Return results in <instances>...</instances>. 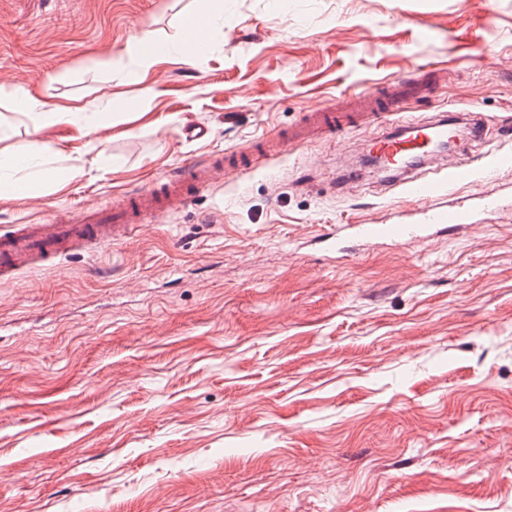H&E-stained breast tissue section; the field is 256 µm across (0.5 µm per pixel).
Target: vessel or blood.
Returning <instances> with one entry per match:
<instances>
[{
  "mask_svg": "<svg viewBox=\"0 0 512 512\" xmlns=\"http://www.w3.org/2000/svg\"><path fill=\"white\" fill-rule=\"evenodd\" d=\"M336 131L334 115L318 109L307 113L303 125L285 136L284 141L302 143ZM451 131V121L444 118L410 121L402 125L399 133L391 132L374 139L370 144L371 151L388 160L392 182L402 195L418 201L419 206L392 223L374 221L337 225L328 233V243L339 247L350 237L401 243L471 226L473 209L445 200L448 184L462 180L468 172L467 166L444 167L430 178H405L400 174L401 159L431 153L433 143L446 139ZM247 156V151L235 152L234 162L225 165L208 160L191 162L159 186L131 193L128 203L112 208L88 206L78 210L64 224L8 225L0 230V279H16L23 267L33 261L47 264L75 249L95 247L126 237L149 215L181 210L191 200L186 183H194L200 189L211 186L222 175L235 172L237 161Z\"/></svg>",
  "mask_w": 512,
  "mask_h": 512,
  "instance_id": "1",
  "label": "vessel or blood"
}]
</instances>
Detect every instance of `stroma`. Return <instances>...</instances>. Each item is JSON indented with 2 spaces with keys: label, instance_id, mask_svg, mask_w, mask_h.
Listing matches in <instances>:
<instances>
[{
  "label": "stroma",
  "instance_id": "35a3bbf8",
  "mask_svg": "<svg viewBox=\"0 0 512 512\" xmlns=\"http://www.w3.org/2000/svg\"><path fill=\"white\" fill-rule=\"evenodd\" d=\"M195 9L0 0V156L41 139L43 169L98 160L0 192V226L253 150L183 210L0 283V512H512V198L427 240H321L409 208L350 165L401 120L483 124L440 157L472 168L451 202L512 186V0H224L202 54ZM146 33L180 54L140 65L127 47ZM410 71L393 115L268 149ZM16 88L112 118L39 128Z\"/></svg>",
  "mask_w": 512,
  "mask_h": 512
}]
</instances>
